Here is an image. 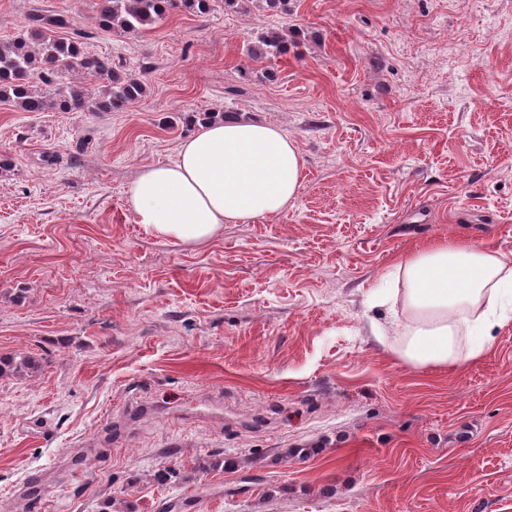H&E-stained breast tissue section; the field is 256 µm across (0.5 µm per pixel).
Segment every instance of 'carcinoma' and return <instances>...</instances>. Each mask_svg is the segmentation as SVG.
I'll list each match as a JSON object with an SVG mask.
<instances>
[{"mask_svg": "<svg viewBox=\"0 0 512 512\" xmlns=\"http://www.w3.org/2000/svg\"><path fill=\"white\" fill-rule=\"evenodd\" d=\"M211 0H99L96 24L119 34L140 33L182 10L206 15ZM92 33L62 14L35 8L28 25L15 38L0 42V103L23 112H74L81 103L99 112L127 107L147 91L145 82L123 72L112 59L91 49ZM288 54V34L267 29L249 50L252 61L262 63ZM98 79L102 89L95 94L82 87L52 93L49 87L69 75ZM41 367L32 355L0 357V376L24 377Z\"/></svg>", "mask_w": 512, "mask_h": 512, "instance_id": "1", "label": "carcinoma"}]
</instances>
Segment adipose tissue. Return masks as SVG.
I'll return each mask as SVG.
<instances>
[{
  "label": "adipose tissue",
  "instance_id": "adipose-tissue-1",
  "mask_svg": "<svg viewBox=\"0 0 512 512\" xmlns=\"http://www.w3.org/2000/svg\"><path fill=\"white\" fill-rule=\"evenodd\" d=\"M302 169L295 142L280 128L218 115L182 142L175 162L142 166L128 203L137 223L156 236L202 244L225 225L286 210ZM395 269L403 287L390 298L387 330L399 336L397 352L413 365L459 367L512 320V260L492 247L441 240Z\"/></svg>",
  "mask_w": 512,
  "mask_h": 512
}]
</instances>
